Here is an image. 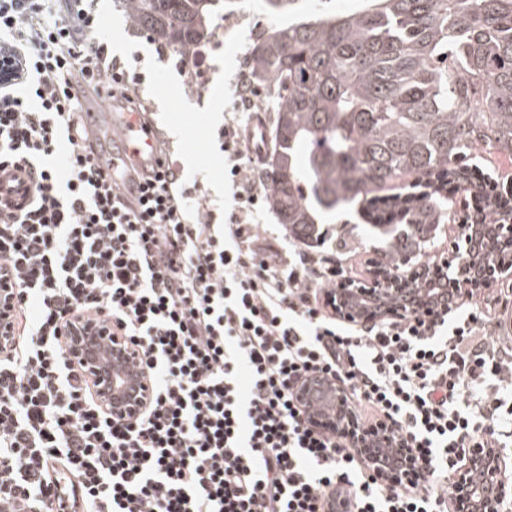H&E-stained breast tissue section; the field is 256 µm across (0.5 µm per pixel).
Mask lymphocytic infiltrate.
Masks as SVG:
<instances>
[{
    "mask_svg": "<svg viewBox=\"0 0 512 512\" xmlns=\"http://www.w3.org/2000/svg\"><path fill=\"white\" fill-rule=\"evenodd\" d=\"M139 55H114L97 0H0V170L28 205L0 211V280L14 292L0 344V512H451L450 474L512 426V340L491 309L453 299L349 325L331 316L336 262L263 234V193L235 117L220 132L231 191L216 207L176 162L104 169L88 99L146 114ZM140 174L137 197L121 182ZM457 224H512L498 172L452 166ZM110 326L152 399L106 413L72 366L69 320ZM507 345H491L492 337ZM350 388L363 426L391 422L419 462L368 478L355 449L311 427L295 389Z\"/></svg>",
    "mask_w": 512,
    "mask_h": 512,
    "instance_id": "f902f5d3",
    "label": "lymphocytic infiltrate"
}]
</instances>
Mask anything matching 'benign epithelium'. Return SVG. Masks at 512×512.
Masks as SVG:
<instances>
[{
    "label": "benign epithelium",
    "instance_id": "1",
    "mask_svg": "<svg viewBox=\"0 0 512 512\" xmlns=\"http://www.w3.org/2000/svg\"><path fill=\"white\" fill-rule=\"evenodd\" d=\"M472 264L469 252L458 250L453 240L448 244V251L437 254L431 263L412 257L402 269L391 270L385 261L372 260L368 279L346 280L336 293L351 300L375 294L407 302L415 295L411 285L417 279L443 268L451 276L448 290L465 296L473 286L469 281ZM488 271L498 280L511 279L512 251L507 254L494 251ZM13 304L11 288L0 284V343L11 336L9 314ZM336 316L358 322L374 319L352 304L336 305ZM67 351L71 363L96 384L99 403L106 412L132 422L145 410L152 383L140 371L139 357L124 345L121 337L108 335L92 322L73 320L67 327ZM318 391L333 398L331 410L320 412L312 407L313 396ZM297 396L306 404L310 423L326 425L350 447L360 450L371 479L390 485L402 476L411 477L417 472L413 453L391 426L379 422L368 430L361 427L350 391L341 381L312 378L297 388ZM451 486L456 512H496L512 499V472L502 450L488 444L469 449L466 462L454 471Z\"/></svg>",
    "mask_w": 512,
    "mask_h": 512
}]
</instances>
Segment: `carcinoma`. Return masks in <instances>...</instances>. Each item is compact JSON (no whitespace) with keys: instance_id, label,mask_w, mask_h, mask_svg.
I'll use <instances>...</instances> for the list:
<instances>
[{"instance_id":"1","label":"carcinoma","mask_w":512,"mask_h":512,"mask_svg":"<svg viewBox=\"0 0 512 512\" xmlns=\"http://www.w3.org/2000/svg\"><path fill=\"white\" fill-rule=\"evenodd\" d=\"M218 0H125L133 24L189 50L211 36ZM276 89L268 202L300 242L321 217L407 174L435 173L477 144L512 154V0H376L280 28L249 55ZM437 196L395 224L368 225L399 266L434 238Z\"/></svg>"}]
</instances>
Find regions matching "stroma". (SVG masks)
Masks as SVG:
<instances>
[{
  "instance_id": "stroma-1",
  "label": "stroma",
  "mask_w": 512,
  "mask_h": 512,
  "mask_svg": "<svg viewBox=\"0 0 512 512\" xmlns=\"http://www.w3.org/2000/svg\"><path fill=\"white\" fill-rule=\"evenodd\" d=\"M366 7V0H295L288 10L275 11L267 0H226L212 21L214 30L223 31L224 43L210 46L205 78L191 88L174 69H157L156 47L133 25L123 0H98L114 54L139 53L145 69L151 72L144 93L154 107L159 126L176 148L186 176L202 180L216 200L230 192L224 182V155L219 149L218 134L224 125V113L234 99V78L247 67L241 44H254L276 28L319 14L342 16ZM323 222L329 228L325 252L338 257L347 277L366 279V261L380 255L383 245L365 237L361 202L325 215Z\"/></svg>"
}]
</instances>
